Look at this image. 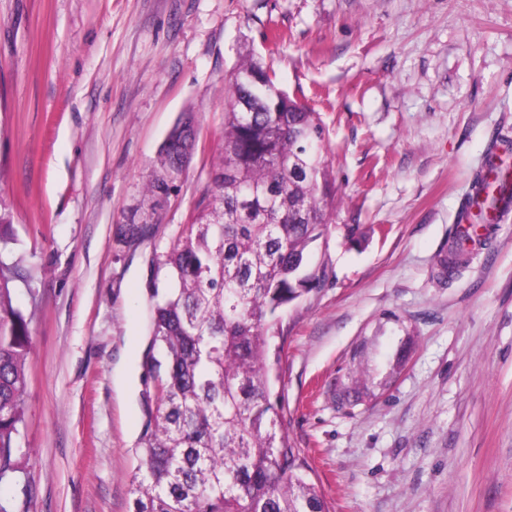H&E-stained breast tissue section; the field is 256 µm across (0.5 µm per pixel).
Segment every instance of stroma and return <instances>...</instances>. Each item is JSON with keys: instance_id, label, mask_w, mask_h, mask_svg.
Masks as SVG:
<instances>
[{"instance_id": "35a3bbf8", "label": "stroma", "mask_w": 512, "mask_h": 512, "mask_svg": "<svg viewBox=\"0 0 512 512\" xmlns=\"http://www.w3.org/2000/svg\"><path fill=\"white\" fill-rule=\"evenodd\" d=\"M320 117L342 199L325 276L283 321L289 440L330 512H512V213L431 279L512 144V0H0V204L33 338V512H129L149 262L221 150L241 55ZM196 149L161 223L120 226L182 112ZM357 225L347 238L345 225ZM469 252L460 243H455L448 248V252L439 255L432 272L436 280H446L448 270L456 273L462 266L468 265Z\"/></svg>"}]
</instances>
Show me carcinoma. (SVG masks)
I'll return each instance as SVG.
<instances>
[{
	"instance_id": "cac0c4a2",
	"label": "carcinoma",
	"mask_w": 512,
	"mask_h": 512,
	"mask_svg": "<svg viewBox=\"0 0 512 512\" xmlns=\"http://www.w3.org/2000/svg\"><path fill=\"white\" fill-rule=\"evenodd\" d=\"M318 113L247 57L224 87L223 151L191 221L151 261L145 415L131 512H328L300 449L286 437L274 385L272 340L290 305L324 277L309 265L328 234L339 188ZM196 142L181 113L121 227L129 241L162 221L179 194ZM512 181L483 187L496 210ZM16 234L0 209V512H29L30 464L22 446L33 351L31 316L12 283L30 273L13 254ZM459 243L439 255L436 280L468 265Z\"/></svg>"
}]
</instances>
